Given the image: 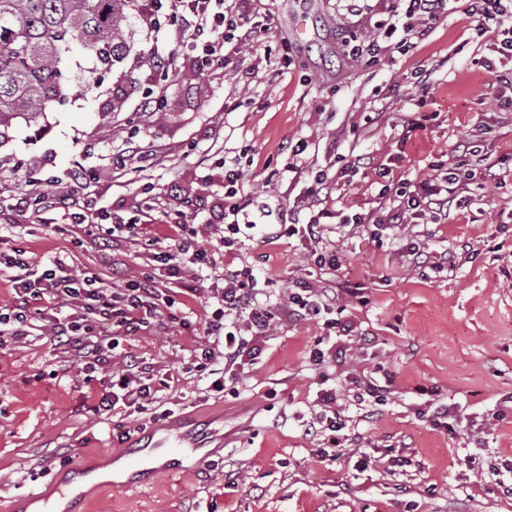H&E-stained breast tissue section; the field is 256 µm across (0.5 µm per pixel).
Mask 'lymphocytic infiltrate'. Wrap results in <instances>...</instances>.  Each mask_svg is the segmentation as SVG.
Wrapping results in <instances>:
<instances>
[{
  "label": "lymphocytic infiltrate",
  "instance_id": "f902f5d3",
  "mask_svg": "<svg viewBox=\"0 0 512 512\" xmlns=\"http://www.w3.org/2000/svg\"><path fill=\"white\" fill-rule=\"evenodd\" d=\"M251 0H235L225 5L224 0H164L165 17L181 21L183 36H195L203 41L200 59L211 64L219 58L223 49L240 50L250 44L255 36L254 28L248 27L247 7ZM349 15L360 17L367 27L362 38L346 37L342 45L347 57L359 60L378 57L384 48L383 40L397 39L399 46L411 47L413 40L422 38L432 24L448 15V0H375L374 4H362L361 0H346ZM469 14L474 21L476 36L487 39L493 52L485 61L488 70L495 74L497 84L512 88V0H470ZM476 172L467 161L454 165L436 163L428 178L403 179L383 184L381 196L397 197L398 203L379 211L377 217L353 215L352 223L371 226L373 237L402 224H418L437 221L439 212L449 206H468L473 195L472 185ZM236 171L224 175V234L225 247L237 245L238 237L252 229L253 221L244 204L237 200ZM316 185L308 192L304 204L309 217H295L292 224H271L267 227L269 238L285 235L300 236L310 248L309 258L315 265L335 268L336 252L328 235L327 224L315 212L320 203V193L327 183L324 177H316ZM159 271L169 277H177L190 266L215 264L216 259L196 240L180 237L174 249L154 254ZM28 260L22 250H0V272H11L16 299L7 312L0 314V327L7 335H20L37 303L44 297H52L74 306L73 314L51 315L47 321L54 336H73L83 327L87 316L117 327L118 331L131 333L144 325L155 309L148 289L135 285L124 293H112L95 286L93 279L74 276L71 266L63 258H54L38 277L27 272ZM221 306L216 309L206 335L204 348L206 360L223 365L225 374L212 381L213 391H223L226 373L232 372L242 352L243 331L260 335L267 331L276 314L272 307L260 304L254 293L252 279L246 278L239 269H225L224 287L220 295ZM235 317L236 328H228L225 320ZM155 399L136 361L130 360L117 380L102 393L95 411L98 414H144Z\"/></svg>",
  "mask_w": 512,
  "mask_h": 512
}]
</instances>
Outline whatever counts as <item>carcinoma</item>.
Wrapping results in <instances>:
<instances>
[{
  "label": "carcinoma",
  "instance_id": "carcinoma-1",
  "mask_svg": "<svg viewBox=\"0 0 512 512\" xmlns=\"http://www.w3.org/2000/svg\"><path fill=\"white\" fill-rule=\"evenodd\" d=\"M138 0H0V136L13 121L36 123L65 99L61 57L80 39L109 70L127 50L123 26Z\"/></svg>",
  "mask_w": 512,
  "mask_h": 512
}]
</instances>
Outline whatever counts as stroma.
<instances>
[{
  "label": "stroma",
  "instance_id": "35a3bbf8",
  "mask_svg": "<svg viewBox=\"0 0 512 512\" xmlns=\"http://www.w3.org/2000/svg\"><path fill=\"white\" fill-rule=\"evenodd\" d=\"M467 8L449 0L447 17L415 49L389 48L379 63L345 56L336 0H260L266 28L252 47L204 70L196 50L178 48V30L150 25L145 9L125 24L130 50L110 74L73 45L62 63L67 101L47 109L46 130L20 119L0 137V247H21L38 270L64 257L75 274L117 292L152 274L149 254L172 248L180 225L219 258L216 268L159 283L156 315L96 365L82 337L57 338L38 318L0 340V512L32 495L56 500L71 463L107 466L123 436L144 433L147 415L94 411L130 355L149 369L159 407L191 419L214 452L189 474L96 486L86 512H512V415L492 418L512 396V223L499 219L512 211V113L495 106L497 87L481 65L488 46L472 37ZM150 56L167 58L166 68L150 67ZM419 75L433 102L423 129L410 133L407 97ZM153 91L156 112L144 107ZM298 140L308 149L297 168L288 145ZM475 144L506 159L479 179L483 205L400 225L382 241L338 226V270L308 261L298 237L266 236L267 225L289 223L316 174L330 184L322 209L373 215L381 167L396 181L422 178ZM228 167L242 173L238 198L255 223L230 259L210 228ZM32 177L70 193L76 210L136 227L103 258L94 224L14 207ZM424 237L431 255L416 267L403 246ZM444 253L455 262L437 268ZM228 264L252 269L259 302L280 315L250 337L237 384L220 393L197 366ZM349 281L360 297L346 294ZM302 283L335 289V316L352 335L288 317V294ZM318 344L340 350L338 361L313 365ZM370 373L386 382L387 400L370 413L340 409L347 447L380 460L358 474L321 455L323 436L302 423L319 412V390L344 391ZM437 398L467 427L454 434L420 417Z\"/></svg>",
  "mask_w": 512,
  "mask_h": 512
}]
</instances>
